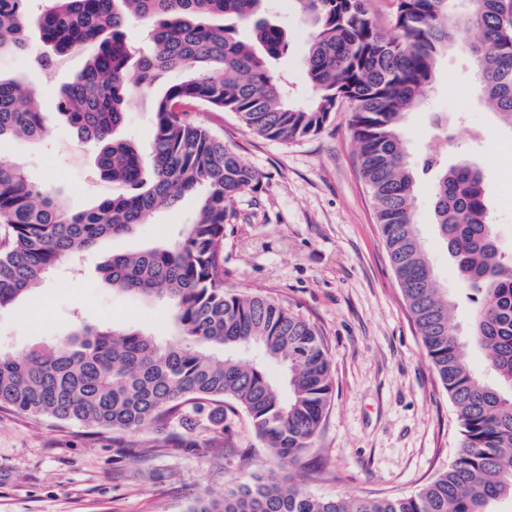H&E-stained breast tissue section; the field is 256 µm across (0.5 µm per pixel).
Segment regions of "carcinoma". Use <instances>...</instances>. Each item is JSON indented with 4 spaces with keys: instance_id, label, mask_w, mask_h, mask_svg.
Here are the masks:
<instances>
[{
    "instance_id": "carcinoma-1",
    "label": "carcinoma",
    "mask_w": 512,
    "mask_h": 512,
    "mask_svg": "<svg viewBox=\"0 0 512 512\" xmlns=\"http://www.w3.org/2000/svg\"><path fill=\"white\" fill-rule=\"evenodd\" d=\"M26 0H0V57L29 48V30L58 58L92 48L84 67L59 90L60 108L80 137L95 143L101 175L125 191L78 213L62 209L29 182L21 164L0 158V307L36 289L65 260L107 237L131 235L157 210L196 201V219L163 246L118 254L100 266L104 283L171 303L166 341L134 328L75 321L68 337L18 353H0V409L74 422L118 435L164 432L161 448H189L178 433L229 438L228 416L244 412L255 435L286 468L313 446L334 385L317 327L265 296L224 290L219 263L232 203L260 182L203 124L201 104L234 112L267 139L318 133L336 105L349 102L360 174L376 202L392 268L427 357L456 412L462 446L446 471L409 496L318 497L270 469L239 476L224 495L199 497L190 512H498L512 502V253L501 249L489 219L481 169L467 159L440 169L433 189L439 241L476 303L470 336L488 381L470 367L451 326V304L414 225L415 172L399 128L433 81L438 59L472 30L482 97L512 126V26L502 0H397V35L385 37L369 0H293L313 31L305 57L314 98L289 102L267 59L288 50L283 29L266 19L268 0H51L37 17ZM250 29L242 39L224 19ZM148 28L137 50L134 82L127 27ZM189 79L155 97L151 162L119 138L126 104L149 93L161 74ZM49 133L34 88L0 74V138Z\"/></svg>"
}]
</instances>
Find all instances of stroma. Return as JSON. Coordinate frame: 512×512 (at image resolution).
Masks as SVG:
<instances>
[{
    "mask_svg": "<svg viewBox=\"0 0 512 512\" xmlns=\"http://www.w3.org/2000/svg\"><path fill=\"white\" fill-rule=\"evenodd\" d=\"M270 17L289 43L271 69L287 82L293 101H308L304 59L312 28L293 0H271ZM85 60V53H73L45 72L25 54L0 58V72L24 75L37 87L50 123L46 139L0 140V157L21 163L32 182L73 212L121 191L101 177L96 147L79 138L58 107L60 87ZM182 78L165 73L153 93L130 99L119 134L134 138L142 155L150 153L155 94ZM437 112L457 115L454 138L444 139L434 127ZM349 115V104H339L321 132L293 141L253 134L232 112L192 117L260 175L257 189L235 199L234 217L224 227L225 289L270 297L314 323L331 360L332 402L313 449L290 475L321 497H399L447 470L461 436L392 270L375 201L359 174ZM401 134L417 171V232L463 337L472 304L438 240L434 178L421 168L429 158L477 163L491 220L503 249L511 251L512 128L483 104L475 62L459 47L440 58L426 98L406 114ZM195 214L190 204L158 210L136 233L106 239L84 254L78 269L61 264L33 295L0 309V351L57 342L76 316L169 338L170 304L112 289L99 266L114 254L171 241ZM230 423L234 435L225 445L201 435L194 447L162 451L158 434L148 430L127 434L130 447L121 454L111 436L82 425L0 409V512H188L198 495L223 493L243 451L251 453V471L274 466L245 415Z\"/></svg>",
    "mask_w": 512,
    "mask_h": 512,
    "instance_id": "1",
    "label": "stroma"
}]
</instances>
